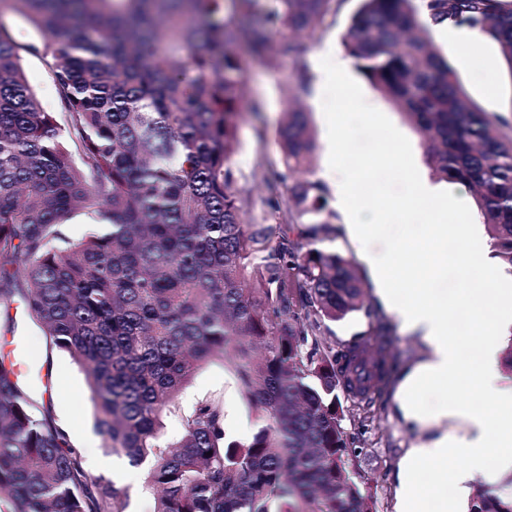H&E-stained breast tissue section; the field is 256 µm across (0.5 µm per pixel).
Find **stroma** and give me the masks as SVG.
Masks as SVG:
<instances>
[{"mask_svg":"<svg viewBox=\"0 0 512 512\" xmlns=\"http://www.w3.org/2000/svg\"><path fill=\"white\" fill-rule=\"evenodd\" d=\"M358 6L359 0H343L338 13L328 16L318 33L301 40L309 76L301 103L309 114L316 142L310 177L319 181L331 167H348L359 179L364 193L380 205L388 206L403 194L414 168L426 164L420 134L353 65L348 68L343 87L351 96L365 97L372 105L371 112L358 127H350L345 113H327L313 103L321 68L330 54L345 52L342 34ZM435 43L455 68L469 96L486 111H500L512 102V75L508 74L493 44L481 40L474 51L468 52L440 35ZM236 52L244 68L247 102L256 105L258 111L247 115L241 126L242 146L234 166L256 177L251 202L255 213L265 218L268 244L273 247L288 220L278 207L285 186L281 181L284 166L276 128L288 108L295 65L286 57L255 56L243 43L237 45ZM388 143L396 145L397 152L392 161L386 162L382 159V148ZM0 362L8 365L23 362L49 374V387L31 386L33 398L44 404L49 393L60 394L68 407V421L76 437L91 439V453L95 457L112 459V452L104 448L95 427L94 408L83 371L66 353L47 346L45 337L28 319L23 304H13L8 313L0 314ZM206 396L223 399L229 437L249 436L254 412L220 364L201 367L182 391L179 403L186 411ZM394 400V394H387L380 419L363 434L358 431V422L364 416L358 402L347 398L342 401L345 410L342 425L361 449L353 466V477L361 491L372 498L375 512H395L396 489L392 476L406 451L420 440L418 434L397 419Z\"/></svg>","mask_w":512,"mask_h":512,"instance_id":"obj_1","label":"stroma"}]
</instances>
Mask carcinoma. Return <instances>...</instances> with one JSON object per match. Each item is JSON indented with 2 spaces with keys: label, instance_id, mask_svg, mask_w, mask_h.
<instances>
[{
  "label": "carcinoma",
  "instance_id": "obj_1",
  "mask_svg": "<svg viewBox=\"0 0 512 512\" xmlns=\"http://www.w3.org/2000/svg\"><path fill=\"white\" fill-rule=\"evenodd\" d=\"M40 33L0 21V307L21 302L83 370L104 447L141 468L153 512H373L352 481L359 452L339 393L381 405L400 368L356 265L318 247L341 235L309 172L308 113L277 135L288 213L268 250L234 169L247 108L234 50L295 60L342 0H12ZM360 0L342 41L362 76L422 138L442 181L474 194L494 256L512 269V106L488 112L434 44L476 30L512 72V0ZM39 57L59 111L44 110L22 57ZM80 217L79 240L63 228ZM364 313L368 339L338 349L329 323ZM224 364L262 424L226 433L224 401L166 418L197 369ZM7 512H126L127 492L88 476L51 407L0 363V503ZM468 512H512L484 485ZM3 22L20 43H31L39 39V32L18 12L9 10L3 14Z\"/></svg>",
  "mask_w": 512,
  "mask_h": 512
}]
</instances>
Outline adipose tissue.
Wrapping results in <instances>:
<instances>
[{
    "mask_svg": "<svg viewBox=\"0 0 512 512\" xmlns=\"http://www.w3.org/2000/svg\"><path fill=\"white\" fill-rule=\"evenodd\" d=\"M334 185L336 206L347 219L342 230L361 244L380 280V306L424 348L422 358L398 374L399 414L420 433L421 440L401 461L395 512H453L449 492H456V500H465L475 475L497 485L512 474V430L504 436L495 459H487L485 453L497 427V414H512V386L504 384L502 375V352L512 341V274L492 265L486 268L505 303L498 311L494 336L484 344L474 369L487 402L482 408L449 391L461 378L464 365L448 331V298L432 288L435 281L447 277V266L412 270L401 242L388 236L385 209L359 192L351 174H337ZM406 271L411 277L404 291L387 287L390 276ZM453 455L462 456L464 463L452 470L448 459Z\"/></svg>",
    "mask_w": 512,
    "mask_h": 512,
    "instance_id": "obj_1",
    "label": "adipose tissue"
}]
</instances>
